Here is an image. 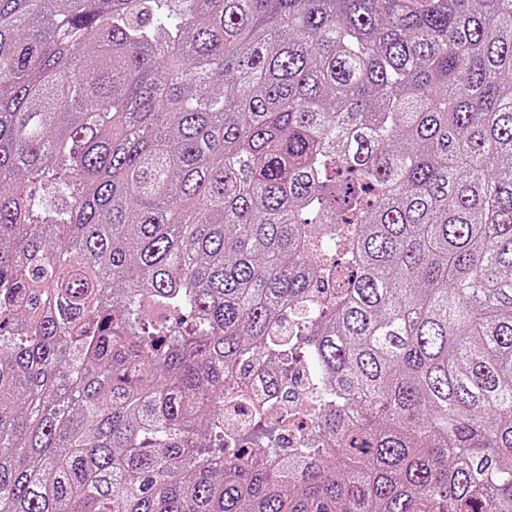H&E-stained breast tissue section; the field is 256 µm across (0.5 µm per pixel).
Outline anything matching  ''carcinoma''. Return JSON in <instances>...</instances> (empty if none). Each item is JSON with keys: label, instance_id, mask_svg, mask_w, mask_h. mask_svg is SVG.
I'll list each match as a JSON object with an SVG mask.
<instances>
[{"label": "carcinoma", "instance_id": "1", "mask_svg": "<svg viewBox=\"0 0 512 512\" xmlns=\"http://www.w3.org/2000/svg\"><path fill=\"white\" fill-rule=\"evenodd\" d=\"M0 512H512V0H0ZM304 380H302V386L298 390V394L295 399H291L289 402H284L278 406H276L274 414H287L288 419L290 420V430H288V438H296L298 434H302L309 428V420L308 418L302 414L303 405H300L301 399L304 396ZM290 431V432H289ZM224 414L227 423L243 433L244 427L249 423L250 413L246 409V403L237 397L226 398L224 402Z\"/></svg>", "mask_w": 512, "mask_h": 512}]
</instances>
